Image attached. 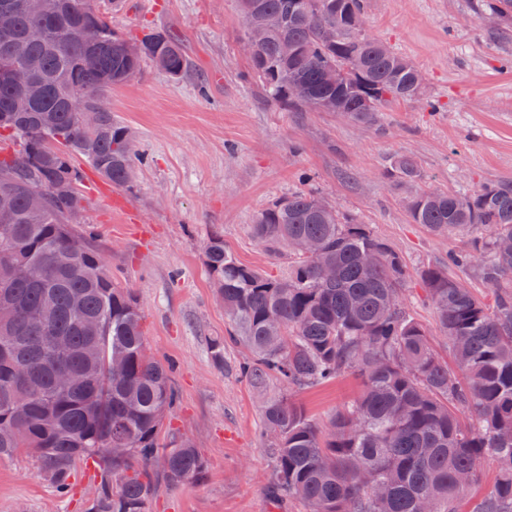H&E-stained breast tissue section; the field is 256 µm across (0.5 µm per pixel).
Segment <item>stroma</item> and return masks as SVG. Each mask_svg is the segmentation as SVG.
I'll use <instances>...</instances> for the list:
<instances>
[{
  "mask_svg": "<svg viewBox=\"0 0 512 512\" xmlns=\"http://www.w3.org/2000/svg\"><path fill=\"white\" fill-rule=\"evenodd\" d=\"M482 2L368 0V33L415 62L435 105L384 108L376 126L266 101L239 48L238 0H124L113 13L112 27L124 36L150 27L177 36L192 63L180 78L144 63L112 92L113 113L135 136L132 188L76 162L81 229L136 298L148 353L175 365L177 401L163 431L192 439L208 464L204 481L157 491L148 512H277L267 490L262 402L283 390L271 382L259 391L241 379L238 346L226 348L223 365L211 358V338L228 327L204 265L213 234L240 262L283 276L288 257L270 255L254 237V214L301 190L325 197L402 257L407 303L443 356L449 342L420 301L423 267L448 266L489 295L474 271L448 264L464 237L413 223L407 205L421 186L468 194L512 182V29L495 30ZM398 155L415 159L420 183L390 182ZM360 389L357 377L344 375L292 399L324 422ZM91 490L86 470H76L62 495L34 456L0 459V512H85Z\"/></svg>",
  "mask_w": 512,
  "mask_h": 512,
  "instance_id": "obj_1",
  "label": "stroma"
}]
</instances>
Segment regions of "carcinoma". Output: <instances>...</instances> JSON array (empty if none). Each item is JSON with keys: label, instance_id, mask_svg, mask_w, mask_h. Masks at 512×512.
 Wrapping results in <instances>:
<instances>
[{"label": "carcinoma", "instance_id": "cac0c4a2", "mask_svg": "<svg viewBox=\"0 0 512 512\" xmlns=\"http://www.w3.org/2000/svg\"><path fill=\"white\" fill-rule=\"evenodd\" d=\"M245 28H265L250 57L261 93L290 112L338 111L373 125L400 102L424 101L413 61L369 35L366 0H239ZM121 0H112L116 8ZM110 7V8H112ZM110 8L95 0H59L57 15L18 9L0 33V458L34 450L60 493L80 466L99 488L87 512H146L158 486L200 482L208 465L193 440L161 437L174 407V366L147 353L143 316L130 289L114 281L102 253L77 229L83 211L79 157L112 184L134 179L133 137L112 114V88L151 61L171 77L189 62L181 40L160 30L131 42L112 29ZM496 26L512 25V0H495ZM274 17L278 23L266 26ZM94 26L92 45L79 38ZM44 28L43 42L28 39ZM291 53L283 55V45ZM340 80L330 84L326 73ZM47 86L38 99L26 82ZM75 98L100 111L86 128ZM388 179H420L412 159L390 163ZM33 193L44 208L29 207ZM412 221L441 235L476 233L448 263L475 271L492 290L478 298L440 266L420 279L455 367L434 350L406 304L401 257L367 225L340 215L324 198L299 192L259 210L252 230L271 253L286 247L288 273L245 265L214 235L205 264L230 329L211 340L224 366L226 346L247 355L238 375L261 390L278 381L288 393L344 374L360 395L328 426L284 396L267 399L263 429L272 439L270 495L303 512H512V183L468 193L420 191ZM31 267L38 280L20 279ZM64 338L61 358L52 339ZM467 412L472 421L464 423ZM109 448H129L121 457ZM497 466L493 490L471 498L482 459Z\"/></svg>", "mask_w": 512, "mask_h": 512}]
</instances>
